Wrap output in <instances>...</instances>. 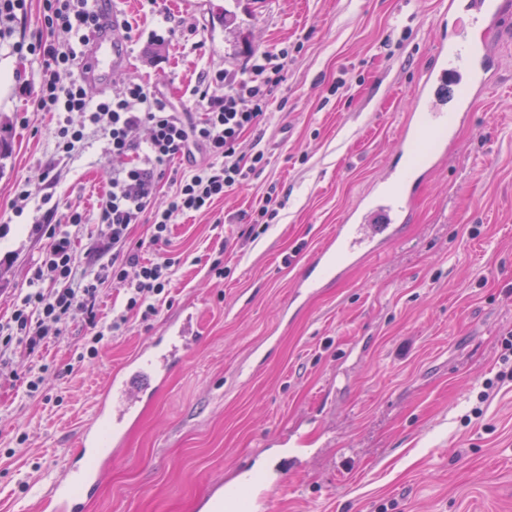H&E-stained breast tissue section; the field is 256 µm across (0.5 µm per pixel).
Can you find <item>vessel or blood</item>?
I'll return each instance as SVG.
<instances>
[{
    "mask_svg": "<svg viewBox=\"0 0 512 512\" xmlns=\"http://www.w3.org/2000/svg\"><path fill=\"white\" fill-rule=\"evenodd\" d=\"M448 6L468 14L471 34L460 33L453 40L439 42L431 65L416 84L417 110L403 126L395 147L398 160L384 189L364 207L349 212L302 265L294 283V300H307L400 236L420 173L444 159L449 137L466 122L475 97L486 88L493 68L486 46L499 29V0H449ZM123 59L118 18L112 15L90 40L81 76L95 83L107 80L113 66ZM189 334L187 321L170 320L159 336L113 373L92 418L82 426L73 450L66 455L62 472L49 477L39 512H85L102 471L123 453L126 433L145 402L192 350ZM234 472L235 486L227 490L216 485L201 504L203 512H244L247 506L265 503L288 476L287 469L277 465L256 473L248 461L239 463Z\"/></svg>",
    "mask_w": 512,
    "mask_h": 512,
    "instance_id": "b4317fda",
    "label": "vessel or blood"
}]
</instances>
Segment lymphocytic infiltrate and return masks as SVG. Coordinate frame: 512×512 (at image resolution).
<instances>
[{
    "label": "lymphocytic infiltrate",
    "instance_id": "lymphocytic-infiltrate-1",
    "mask_svg": "<svg viewBox=\"0 0 512 512\" xmlns=\"http://www.w3.org/2000/svg\"><path fill=\"white\" fill-rule=\"evenodd\" d=\"M99 20L89 0H42L44 35L28 47L40 60L42 76L19 88L30 111L60 113L53 130L59 153L70 154L92 128L100 133L107 152L123 161L113 170L100 205L98 263L91 271L78 270L74 230L84 222L81 212H72L65 224L40 225L51 244L35 264L26 288L15 295L10 317L0 320V369L9 367L13 346L33 355L62 336L69 315L77 310L91 332L86 351L77 358L81 365L97 358L106 334L127 325L130 318L144 323L156 319L161 313L156 298L170 284L179 263L165 250L174 218L209 210L268 164L264 149L254 146L245 151L241 144L247 131L270 118L268 101L283 79L287 49L254 54L240 76L219 75L201 83L194 95L202 116L189 122L155 90L134 80L110 98L91 103L83 82L71 75L73 51L64 49L55 35L62 31L89 42ZM74 112L81 115L80 124L71 121ZM131 155L135 164H125ZM176 159L188 161V169L168 173ZM138 224L150 230L143 246L130 241ZM146 246L158 250V257L142 259ZM107 285L122 291L126 303L124 313L103 324L96 305L100 289Z\"/></svg>",
    "mask_w": 512,
    "mask_h": 512
}]
</instances>
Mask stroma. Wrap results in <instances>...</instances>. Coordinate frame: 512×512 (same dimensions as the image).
<instances>
[{
  "label": "stroma",
  "mask_w": 512,
  "mask_h": 512,
  "mask_svg": "<svg viewBox=\"0 0 512 512\" xmlns=\"http://www.w3.org/2000/svg\"><path fill=\"white\" fill-rule=\"evenodd\" d=\"M443 3L112 0L125 58L107 86L87 84L96 100L135 79L195 120V87L240 75L251 54L244 45L287 47L274 118L245 136L269 163L210 211L176 218L171 248L181 262L150 326L130 321L87 368L74 366L87 340L78 313L37 358L14 349L11 370L0 372V512H36L113 370L184 310L202 341L129 429L86 512H199L213 484L232 483L235 463L297 433L313 459L273 493L271 512H512V376L502 361L512 332V15L488 45L494 78L443 162L418 181L398 240L292 301L302 262L383 184L442 36ZM41 9L28 0L0 38V113L12 141L0 161V318L48 245L34 229L44 208L10 209L17 186L59 200L53 223L83 212V260L117 165L93 134L58 154L57 115L28 111L18 93L38 79L40 62L14 46L38 39ZM50 162L57 179L46 183ZM272 187L277 216L246 234L242 213ZM33 361L45 370L29 395Z\"/></svg>",
  "instance_id": "1"
}]
</instances>
